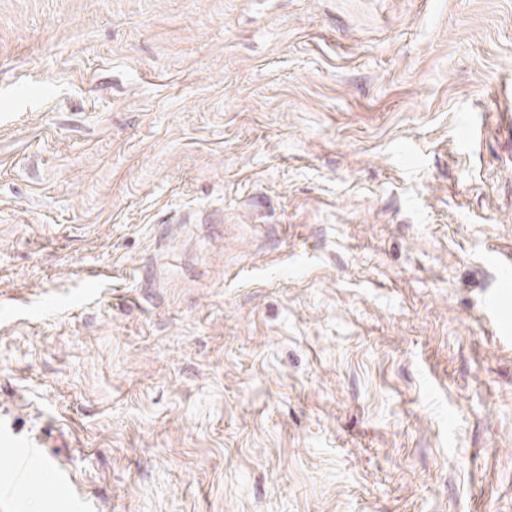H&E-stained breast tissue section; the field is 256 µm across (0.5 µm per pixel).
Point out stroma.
Here are the masks:
<instances>
[{
  "label": "stroma",
  "instance_id": "obj_1",
  "mask_svg": "<svg viewBox=\"0 0 512 512\" xmlns=\"http://www.w3.org/2000/svg\"><path fill=\"white\" fill-rule=\"evenodd\" d=\"M508 269L512 0H0V512H512Z\"/></svg>",
  "mask_w": 512,
  "mask_h": 512
}]
</instances>
